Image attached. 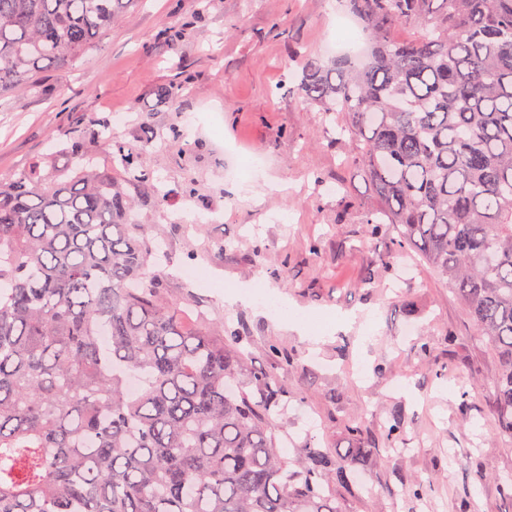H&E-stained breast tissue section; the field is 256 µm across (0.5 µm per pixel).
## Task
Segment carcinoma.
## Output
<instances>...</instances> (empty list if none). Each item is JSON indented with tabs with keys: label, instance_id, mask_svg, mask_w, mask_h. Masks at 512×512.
Instances as JSON below:
<instances>
[{
	"label": "carcinoma",
	"instance_id": "cac0c4a2",
	"mask_svg": "<svg viewBox=\"0 0 512 512\" xmlns=\"http://www.w3.org/2000/svg\"><path fill=\"white\" fill-rule=\"evenodd\" d=\"M133 2L0 0V97L38 90ZM349 2L366 62L307 54L297 94L341 116L379 196L367 223L395 225L496 350L512 441V0ZM157 139L180 145V127L123 142L90 117L0 174V512H341L328 486L371 450L288 461L284 378L259 369L244 391V336L168 293L131 194L158 191Z\"/></svg>",
	"mask_w": 512,
	"mask_h": 512
}]
</instances>
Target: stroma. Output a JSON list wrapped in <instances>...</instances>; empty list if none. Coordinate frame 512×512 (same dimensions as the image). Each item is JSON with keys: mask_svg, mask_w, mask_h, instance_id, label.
I'll list each match as a JSON object with an SVG mask.
<instances>
[{"mask_svg": "<svg viewBox=\"0 0 512 512\" xmlns=\"http://www.w3.org/2000/svg\"><path fill=\"white\" fill-rule=\"evenodd\" d=\"M344 10L342 0H134L93 49L43 70L37 93L0 98V173L54 152L91 116L124 115L112 130L120 141L200 118L187 149L149 156L169 201L144 203L139 218L167 246L170 294L205 301L244 332L249 368L287 380L277 424L288 450H371L349 484L330 487L341 512H458L464 496L470 512H512L499 492L512 479V441L495 432V351L459 295L400 248L394 225L368 232L379 202L363 170L345 165L351 141L294 92L306 51L336 55ZM181 83L178 110L161 93ZM198 142L204 154L192 151ZM246 155L258 176L222 182ZM189 172L216 221L177 215ZM189 266L211 287L186 281ZM256 277L312 339L246 298ZM228 290L242 300L225 301ZM275 347L294 362L275 366ZM417 481L426 496L411 494Z\"/></svg>", "mask_w": 512, "mask_h": 512, "instance_id": "35a3bbf8", "label": "stroma"}]
</instances>
